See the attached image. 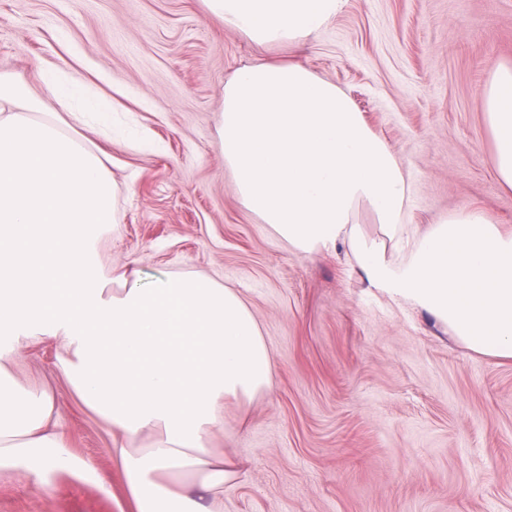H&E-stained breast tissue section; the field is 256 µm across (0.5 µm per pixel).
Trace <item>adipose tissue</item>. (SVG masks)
<instances>
[{"label": "adipose tissue", "instance_id": "1", "mask_svg": "<svg viewBox=\"0 0 512 512\" xmlns=\"http://www.w3.org/2000/svg\"><path fill=\"white\" fill-rule=\"evenodd\" d=\"M258 46H306L345 0H204ZM52 96L72 125L106 120L110 103L62 70ZM499 183L512 189V61L495 63L482 92ZM43 104L0 73V335L60 340L80 400L112 425L111 455L134 512H224L234 472L210 445L224 400L269 385V354L246 303L205 276L143 283L102 280L90 234L116 220L102 151L39 119ZM224 161L238 197L288 245L314 254L344 245L367 281L446 325L469 349L512 358V234L483 208L408 224L409 178L336 84L293 63L240 69L224 86ZM369 211L378 238L358 224ZM0 349V476L44 487L96 480L63 442L53 398L11 381Z\"/></svg>", "mask_w": 512, "mask_h": 512}]
</instances>
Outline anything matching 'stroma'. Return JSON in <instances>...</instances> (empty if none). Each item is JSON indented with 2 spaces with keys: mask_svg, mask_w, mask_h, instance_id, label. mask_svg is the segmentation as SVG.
<instances>
[{
  "mask_svg": "<svg viewBox=\"0 0 512 512\" xmlns=\"http://www.w3.org/2000/svg\"><path fill=\"white\" fill-rule=\"evenodd\" d=\"M277 58L350 95L407 173L418 230L478 206L512 232L480 98L491 66L512 60V0H346L299 51L255 47L203 0H0V72L22 78L44 119L66 115L42 82L52 69L112 105L117 135H77L105 150L119 188L96 242L104 275H207L243 297L265 339L269 387L225 401L212 440L236 465L224 512H512V359L372 288L345 247L291 249L241 203L218 135L224 85ZM138 134L150 145L134 152ZM61 353L20 340L11 371L53 396L68 446L113 497L71 477L46 491L0 478V512H132L112 427Z\"/></svg>",
  "mask_w": 512,
  "mask_h": 512,
  "instance_id": "obj_1",
  "label": "stroma"
}]
</instances>
